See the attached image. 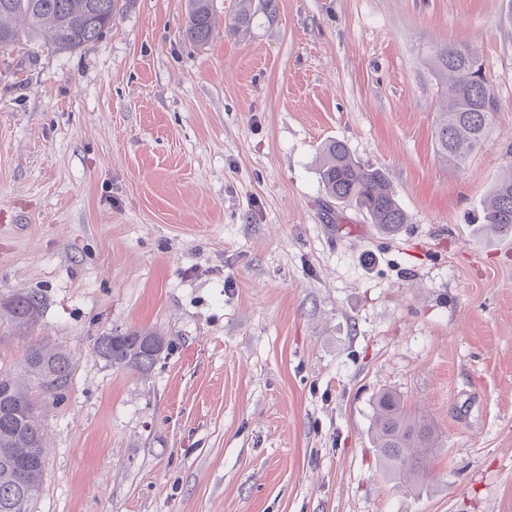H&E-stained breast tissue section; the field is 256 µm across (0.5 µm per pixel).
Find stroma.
<instances>
[{
  "mask_svg": "<svg viewBox=\"0 0 512 512\" xmlns=\"http://www.w3.org/2000/svg\"><path fill=\"white\" fill-rule=\"evenodd\" d=\"M277 4L196 45L186 0H127L76 52H0V295L41 292L31 339L76 360L30 512H512V235L473 221L512 166V0ZM447 44L500 101L462 168ZM334 140L386 173L397 233L328 203ZM131 327L168 344L144 375L92 351ZM384 391L438 435L419 486L380 466Z\"/></svg>",
  "mask_w": 512,
  "mask_h": 512,
  "instance_id": "1",
  "label": "stroma"
}]
</instances>
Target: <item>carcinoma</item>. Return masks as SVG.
<instances>
[{
    "label": "carcinoma",
    "mask_w": 512,
    "mask_h": 512,
    "mask_svg": "<svg viewBox=\"0 0 512 512\" xmlns=\"http://www.w3.org/2000/svg\"><path fill=\"white\" fill-rule=\"evenodd\" d=\"M121 10L120 0H0V50L22 37H43L59 52H73L98 40L112 28ZM273 17L275 0H241L229 30L249 28L256 12ZM213 0H188L185 35L203 45L213 36ZM437 76L448 96L435 139L438 153L450 162L464 163L485 141V133L499 100L476 52L465 46L446 45L434 56ZM325 193L338 203L365 212L371 223L387 233L408 223V215L395 199L384 172L356 161L341 141L323 148L319 169ZM512 233V169L502 176L482 207L479 230ZM45 305L43 295L16 292L0 299L3 335L25 337L38 326ZM165 338L156 331L129 328L97 337L93 353L110 365L148 373L161 357ZM76 362L61 345H27L21 370L0 367V512H29L40 491L45 466L47 434L44 409L49 400L64 398L73 386ZM376 448L385 471L396 480L415 483L429 473L435 432L400 395L385 391L374 402Z\"/></svg>",
    "instance_id": "carcinoma-1"
}]
</instances>
